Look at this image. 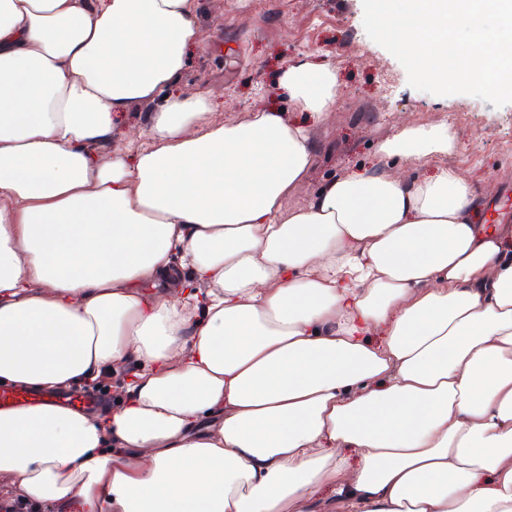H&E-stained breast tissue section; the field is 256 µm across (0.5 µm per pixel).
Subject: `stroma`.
Here are the masks:
<instances>
[{
    "label": "stroma",
    "mask_w": 512,
    "mask_h": 512,
    "mask_svg": "<svg viewBox=\"0 0 512 512\" xmlns=\"http://www.w3.org/2000/svg\"><path fill=\"white\" fill-rule=\"evenodd\" d=\"M198 24L178 87L208 96L218 123L264 108L294 117L277 86L288 63L309 56L335 65L336 110L314 130L308 193L348 169L375 164L377 144L402 122L445 123L458 144L447 163L485 196L484 222H512V103L496 107L410 87L403 66L366 34L362 0H198ZM154 110L147 104L126 113L114 144L133 152L146 145Z\"/></svg>",
    "instance_id": "1"
}]
</instances>
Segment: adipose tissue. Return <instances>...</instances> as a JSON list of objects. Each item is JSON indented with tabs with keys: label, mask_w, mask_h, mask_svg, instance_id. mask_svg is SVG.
I'll use <instances>...</instances> for the list:
<instances>
[{
	"label": "adipose tissue",
	"mask_w": 512,
	"mask_h": 512,
	"mask_svg": "<svg viewBox=\"0 0 512 512\" xmlns=\"http://www.w3.org/2000/svg\"><path fill=\"white\" fill-rule=\"evenodd\" d=\"M197 10L0 0V385L140 364L113 408L0 407V499L311 512L328 486L327 512H512V224L481 223L445 123L291 206L303 125L218 124L174 90ZM279 84L316 121L336 108L331 66L295 59ZM145 103L149 145L98 157ZM176 253L190 278L146 290Z\"/></svg>",
	"instance_id": "1"
}]
</instances>
